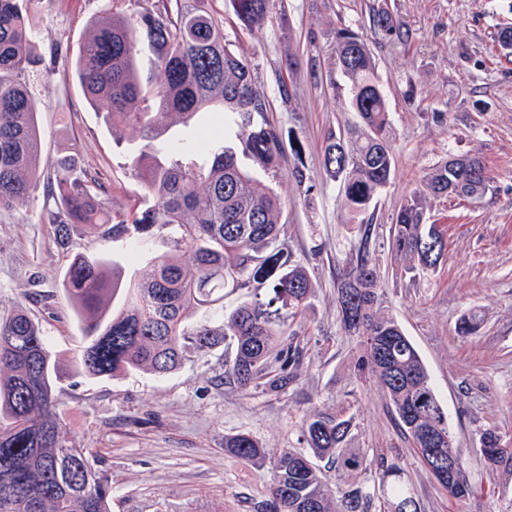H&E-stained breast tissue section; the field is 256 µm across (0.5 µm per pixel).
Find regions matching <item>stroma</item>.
<instances>
[{
  "instance_id": "obj_1",
  "label": "stroma",
  "mask_w": 512,
  "mask_h": 512,
  "mask_svg": "<svg viewBox=\"0 0 512 512\" xmlns=\"http://www.w3.org/2000/svg\"><path fill=\"white\" fill-rule=\"evenodd\" d=\"M154 0H31L34 55L28 73L41 132L44 172L70 147L108 190L113 210L143 194L129 167L137 130L107 125L89 106L74 74L46 71L54 54L75 58L88 21L112 10L136 16ZM231 49L251 62L279 130V169L260 174L283 198L281 235L304 266L316 295L303 318L283 326L282 340L299 347L296 377L281 393L240 388L225 378L232 351L219 345L165 376L137 371L119 379L89 378L72 360L82 343L62 281L72 257L113 252L143 268L148 255L128 258L88 230L60 243L49 224L44 190L35 186L22 211L0 212V312L24 304L60 361L59 385L81 446L97 451L112 480V512H261L273 462L285 450H306L305 418L348 408L351 441L368 456L398 463L421 512H512V472L493 471L479 448L481 434L512 439V56L498 43L512 26V0H273L261 27L244 25L229 0H208ZM399 19L402 36L374 23L380 11ZM351 27L369 45L395 130V170L361 219L345 208L323 167L324 139L357 123L345 104L344 80L333 63L336 28ZM296 65H288L289 55ZM223 121L199 117L176 125L162 144L224 143ZM476 155L491 176L476 199L427 196L428 223L446 233L436 271L399 276L388 247L401 203L437 162ZM302 166L304 181L292 176ZM371 227L372 257L383 280L382 309L418 350L456 437L470 497L442 488L415 455L398 416L378 385L359 379L358 337L345 333L337 288L359 246L358 223ZM482 309L474 335L456 331L460 315ZM245 432L266 452L263 466L224 451L227 435Z\"/></svg>"
}]
</instances>
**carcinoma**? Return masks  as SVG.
I'll list each match as a JSON object with an SVG mask.
<instances>
[{"label":"carcinoma","instance_id":"cac0c4a2","mask_svg":"<svg viewBox=\"0 0 512 512\" xmlns=\"http://www.w3.org/2000/svg\"><path fill=\"white\" fill-rule=\"evenodd\" d=\"M30 0H0V211L27 207L41 176L42 149L27 83L31 55ZM271 0H230L236 16L262 26ZM137 17L114 13L91 22L74 62L86 98L112 125L137 128L141 144L130 168L141 183L143 204L127 212L106 207V188L81 167L78 151L55 160L45 195L59 201L48 221L60 241L71 226L93 231L105 242L160 239L164 251L143 274L126 275L124 265L103 254H79L68 266L62 288L81 326L83 345L75 364L84 375L120 377L134 370L166 375L224 342L233 349L225 376L280 393L295 378L300 352L279 342L281 326L304 314L315 295L305 267L291 261L280 243L283 203L254 176L276 172L282 155L276 127L266 117L267 99L248 59L231 51L224 27L205 0H176ZM389 35H401L389 12L375 17ZM154 57L161 79L142 81L138 57ZM334 61L348 85V106L360 123L344 133L328 132L323 154L326 175L339 183L353 216L366 212L389 182L395 165L394 129L371 50L358 32L339 27ZM210 113L233 119L235 142L208 148L201 161L186 151L157 144L171 126L187 125ZM490 176L478 156L436 163L425 176L437 197L476 198ZM370 228L338 292L343 329L360 338L354 368L377 382L423 465L456 499L470 495L464 476H440L428 459L421 435L443 439L435 456L448 460L454 448L448 416L424 363L401 326L381 312V288L370 256ZM446 249L444 231L425 223L423 196L411 195L391 225L389 250L406 274L435 271ZM252 289L251 300L224 311V289ZM223 311L211 327L194 318ZM484 322L478 310L457 320L463 336ZM59 362L39 324L18 306L0 313V512H112V481L97 467V454L77 445L64 416L58 387ZM353 417L315 413L301 426L307 450H289L276 460L271 499L262 512H420L402 469L378 456L372 460L349 447ZM482 456L492 470L512 471V442L492 430ZM224 451L264 464V448L251 435L224 436ZM329 459L351 478L340 504L323 480L317 459ZM380 468L370 489L361 477Z\"/></svg>","mask_w":512,"mask_h":512}]
</instances>
